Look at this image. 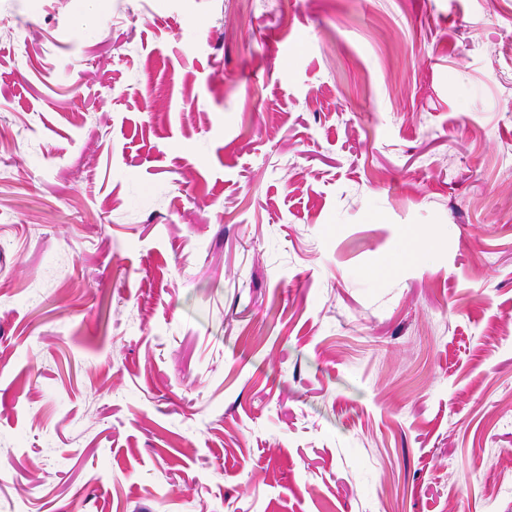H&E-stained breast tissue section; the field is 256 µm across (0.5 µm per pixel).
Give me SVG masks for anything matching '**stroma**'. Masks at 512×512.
Listing matches in <instances>:
<instances>
[{
  "instance_id": "1",
  "label": "stroma",
  "mask_w": 512,
  "mask_h": 512,
  "mask_svg": "<svg viewBox=\"0 0 512 512\" xmlns=\"http://www.w3.org/2000/svg\"><path fill=\"white\" fill-rule=\"evenodd\" d=\"M0 512H512V0H0Z\"/></svg>"
}]
</instances>
